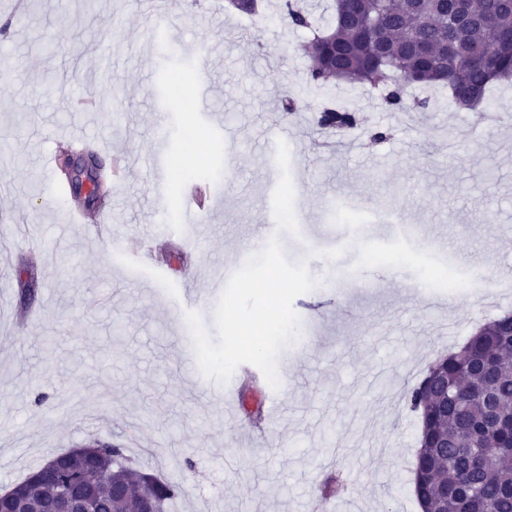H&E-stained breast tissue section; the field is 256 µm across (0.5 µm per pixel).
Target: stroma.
<instances>
[{
  "label": "stroma",
  "instance_id": "35a3bbf8",
  "mask_svg": "<svg viewBox=\"0 0 512 512\" xmlns=\"http://www.w3.org/2000/svg\"><path fill=\"white\" fill-rule=\"evenodd\" d=\"M265 3L257 30L224 0H0V492L100 439L181 486L171 512H420L418 418L403 390L512 312V290L443 292L439 309L417 291L431 269L489 258L512 272V81L480 106L501 110L492 127L444 89L410 87L429 109L389 111L360 85L308 84V30L282 26L278 0ZM202 84L206 113L194 109ZM92 93L101 108L83 114ZM327 101L367 119L331 148L315 119ZM284 123L300 228L281 240L318 285L294 302L304 333L279 389L244 383L230 423L222 384L185 379L190 329L174 308L184 281L205 288L263 248L255 232L274 221L279 179L268 141ZM370 126L390 138L371 144ZM78 129L103 171L125 162L99 236L68 223L76 200L45 169ZM186 184L214 199L203 230L188 223ZM334 209L364 215L358 237L346 240ZM149 247L169 257L165 270L133 265ZM16 252L37 274L29 298ZM22 308L35 318L18 328ZM445 322L453 337L439 335ZM252 428L265 429L262 447ZM330 474L335 494L317 496Z\"/></svg>",
  "mask_w": 512,
  "mask_h": 512
}]
</instances>
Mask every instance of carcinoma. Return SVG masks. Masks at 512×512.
I'll use <instances>...</instances> for the list:
<instances>
[{"instance_id":"obj_1","label":"carcinoma","mask_w":512,"mask_h":512,"mask_svg":"<svg viewBox=\"0 0 512 512\" xmlns=\"http://www.w3.org/2000/svg\"><path fill=\"white\" fill-rule=\"evenodd\" d=\"M456 0H336L332 21L315 27L302 0H281L280 20L308 29L300 45L307 61V82L325 87L362 82L381 90L391 110L405 107L412 84H443L463 108L481 104L495 81L512 78V11L500 10L496 27L454 28L448 13ZM465 11L481 17L494 0H462ZM226 10L247 16L266 13L263 0H226ZM428 45L425 56L407 48ZM358 113L333 104L318 109L324 130H350ZM428 373L448 387L428 390L421 383L405 393L407 407L419 417L420 449L413 487L422 512H512V315L506 314L474 334L457 353L438 358ZM126 449L99 440L89 450H68L55 457V479L27 499L25 512H46L59 491L90 495L98 512H140L138 494L152 495L166 512L180 486L134 470ZM448 487V497L440 490Z\"/></svg>"}]
</instances>
